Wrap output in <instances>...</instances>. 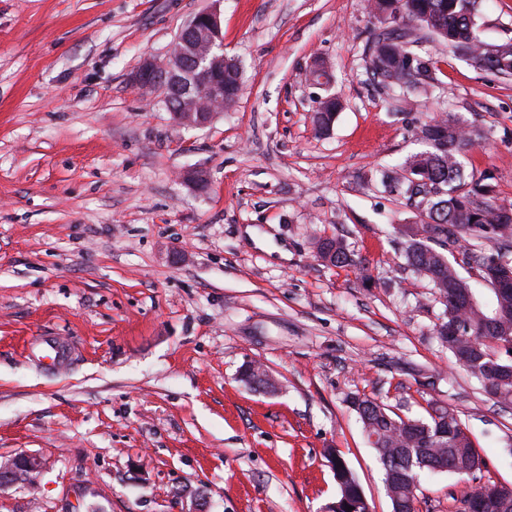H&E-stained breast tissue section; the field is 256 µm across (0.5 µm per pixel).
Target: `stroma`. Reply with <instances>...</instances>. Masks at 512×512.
Instances as JSON below:
<instances>
[{"instance_id": "35a3bbf8", "label": "stroma", "mask_w": 512, "mask_h": 512, "mask_svg": "<svg viewBox=\"0 0 512 512\" xmlns=\"http://www.w3.org/2000/svg\"><path fill=\"white\" fill-rule=\"evenodd\" d=\"M214 5L242 91L187 128L132 76ZM478 24L512 40V0H484ZM378 28L365 0H0V460L44 463L0 512H63L73 492L83 512H190L195 492L208 512H323L333 451L392 512L355 394L416 419L448 407L481 483L512 485V408L435 339L444 306L394 233L416 211L373 180L421 150V123L460 117L466 176L491 172L512 205V77L424 42L442 86L401 100L370 68ZM337 236L367 274L315 259ZM44 336L73 349L58 369L28 354ZM251 361L275 392L241 381ZM472 481L423 475L419 512H459ZM342 109L340 100L334 96L323 97L313 115V123L319 134L330 131L337 112Z\"/></svg>"}]
</instances>
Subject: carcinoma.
Masks as SVG:
<instances>
[{
  "label": "carcinoma",
  "instance_id": "obj_1",
  "mask_svg": "<svg viewBox=\"0 0 512 512\" xmlns=\"http://www.w3.org/2000/svg\"><path fill=\"white\" fill-rule=\"evenodd\" d=\"M368 9L382 24L369 51L374 74L386 87L406 94L427 93L439 82L437 61L412 50L418 42L414 27L446 43L454 54L469 56L481 69L512 77V41L489 45L478 36L480 0H368ZM341 109L338 98H322L313 115L317 132H329ZM418 136L426 149L382 177L391 191L408 200L417 197L423 205L418 222L400 224L395 232L405 240L408 266L433 284L444 305L435 327L440 344L457 365L479 380L483 391L495 390L499 403L512 406V355L499 333L502 320L512 321V286H495L488 272L490 256L468 251L466 263L474 265L494 293L493 306L485 309L465 299L472 294L471 288L448 259L460 242H475L504 224L512 225V209L493 202L490 174L466 181L463 158L475 139L463 120H432L420 127ZM315 248V257L332 266L357 265L355 254L340 238L321 239ZM264 373L261 365L251 363L243 367L240 377L261 387ZM349 406L382 465L387 493L406 501L405 512H417V494L401 483L403 478L425 470L455 474L462 468L473 477L485 466L468 430L460 429L461 422L445 406L431 405L427 421L403 418L366 396L350 397ZM341 478L334 501L339 512H371L353 473L344 471ZM493 489L492 485L473 486L462 501L470 504L472 512H488ZM348 505L353 510L346 509Z\"/></svg>",
  "mask_w": 512,
  "mask_h": 512
}]
</instances>
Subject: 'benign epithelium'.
I'll list each match as a JSON object with an SVG mask.
<instances>
[{
    "label": "benign epithelium",
    "instance_id": "benign-epithelium-1",
    "mask_svg": "<svg viewBox=\"0 0 512 512\" xmlns=\"http://www.w3.org/2000/svg\"><path fill=\"white\" fill-rule=\"evenodd\" d=\"M224 54L220 13L212 8L193 17L181 30L165 58H143L133 75L136 84L159 91L176 122L187 127H202L224 110L226 99L238 98L239 91L224 87ZM40 458L17 455L0 461V487L15 486L38 476Z\"/></svg>",
    "mask_w": 512,
    "mask_h": 512
}]
</instances>
